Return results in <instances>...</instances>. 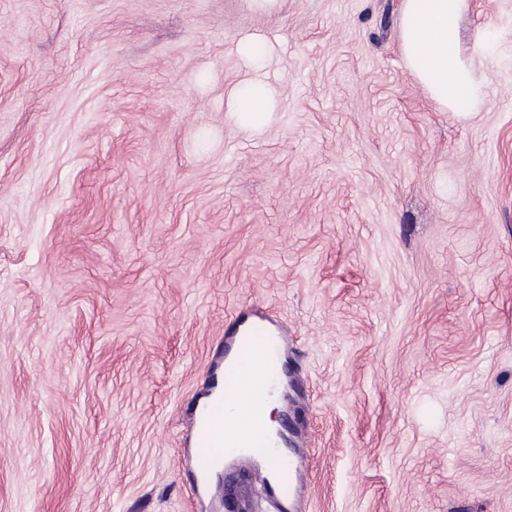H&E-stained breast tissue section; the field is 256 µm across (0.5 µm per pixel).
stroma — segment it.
<instances>
[{"label":"stroma","instance_id":"35a3bbf8","mask_svg":"<svg viewBox=\"0 0 512 512\" xmlns=\"http://www.w3.org/2000/svg\"><path fill=\"white\" fill-rule=\"evenodd\" d=\"M400 4L0 0V512H231L253 465L181 461L236 310L294 339L303 512H512V0L477 112ZM235 96V116L242 124L260 128L270 119L273 112V94L261 79H253L246 90Z\"/></svg>","mask_w":512,"mask_h":512}]
</instances>
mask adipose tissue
<instances>
[{
  "instance_id": "obj_1",
  "label": "adipose tissue",
  "mask_w": 512,
  "mask_h": 512,
  "mask_svg": "<svg viewBox=\"0 0 512 512\" xmlns=\"http://www.w3.org/2000/svg\"><path fill=\"white\" fill-rule=\"evenodd\" d=\"M469 0H402V49L407 67L438 104L451 112L461 105L478 110L485 101L487 83L474 58L460 42V26ZM235 116L242 124L259 128L273 112V94L260 79L250 81L235 98ZM253 365L240 371L241 403L232 432L247 443L279 427L277 398L259 389Z\"/></svg>"
}]
</instances>
